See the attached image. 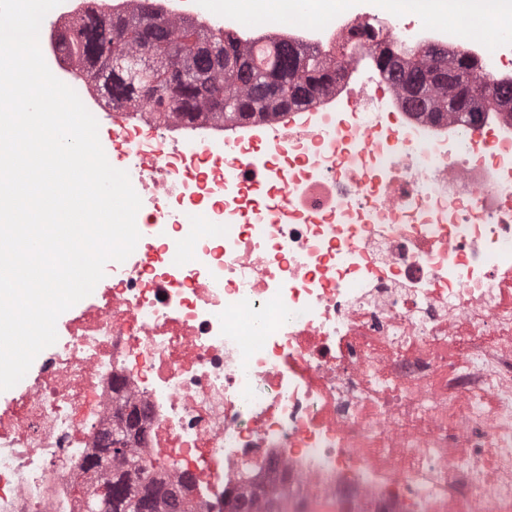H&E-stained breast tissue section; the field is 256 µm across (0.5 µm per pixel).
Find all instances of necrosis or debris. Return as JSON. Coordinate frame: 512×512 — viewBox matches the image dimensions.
Instances as JSON below:
<instances>
[{
    "label": "necrosis or debris",
    "instance_id": "necrosis-or-debris-1",
    "mask_svg": "<svg viewBox=\"0 0 512 512\" xmlns=\"http://www.w3.org/2000/svg\"><path fill=\"white\" fill-rule=\"evenodd\" d=\"M87 7L62 0L40 48L91 114L111 111L141 238L0 403V512H85L74 483L125 405L147 412L133 455L189 477L196 512L273 494L512 512V113L409 112L390 83L348 113L355 65L313 106L330 124L112 111L58 46ZM362 22L272 0L269 32L245 39L332 55ZM257 127L284 180L226 184Z\"/></svg>",
    "mask_w": 512,
    "mask_h": 512
}]
</instances>
